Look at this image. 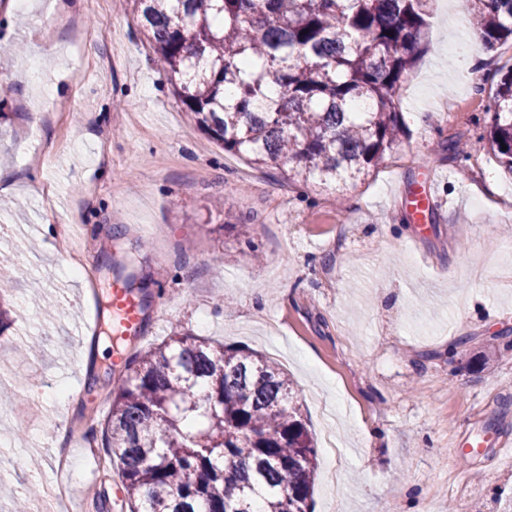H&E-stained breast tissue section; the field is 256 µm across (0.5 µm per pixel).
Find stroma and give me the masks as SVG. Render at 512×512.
<instances>
[{
	"label": "stroma",
	"instance_id": "obj_1",
	"mask_svg": "<svg viewBox=\"0 0 512 512\" xmlns=\"http://www.w3.org/2000/svg\"><path fill=\"white\" fill-rule=\"evenodd\" d=\"M59 2L11 11L0 0V168L17 182L0 209V251L16 261L0 273V512L30 483L29 512H42L64 440L76 450L62 512H126L119 472L97 466L105 448L90 452L81 436L91 411L108 410L89 375L122 369L114 342L90 356L110 332L114 280L99 261L116 225L151 278L136 349L177 329L254 349L290 378L319 445L312 512H512V463L495 447L512 439V197L501 194L512 176L482 150L498 185L470 179V162L446 149L477 145L506 51L475 48L488 79L471 95L451 50L470 32L466 0H454V20L430 0V49L398 103L410 134L344 187L341 209L199 131L126 0H72L67 14ZM443 99L460 121L436 119ZM427 186L440 216L419 224L410 200ZM65 224L88 275L74 277L53 246ZM35 286L52 317L31 302ZM31 336L41 348L18 362Z\"/></svg>",
	"mask_w": 512,
	"mask_h": 512
}]
</instances>
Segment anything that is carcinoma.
<instances>
[{"instance_id": "carcinoma-1", "label": "carcinoma", "mask_w": 512, "mask_h": 512, "mask_svg": "<svg viewBox=\"0 0 512 512\" xmlns=\"http://www.w3.org/2000/svg\"><path fill=\"white\" fill-rule=\"evenodd\" d=\"M131 2L197 128L288 182L367 176L406 134L428 0ZM467 2L477 44H512V0ZM488 112L481 149L512 173V67ZM118 383L102 436L129 512H309L317 451L277 364L175 329Z\"/></svg>"}]
</instances>
